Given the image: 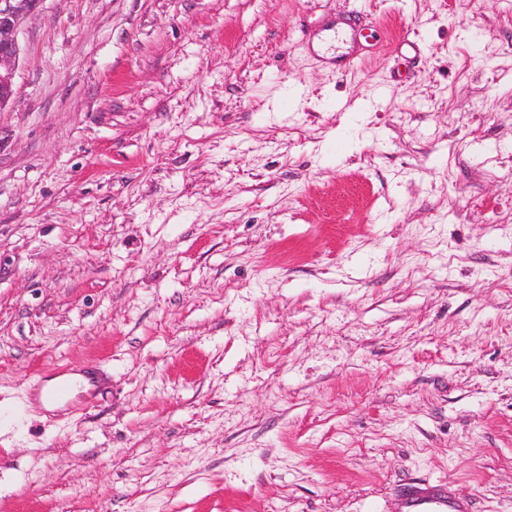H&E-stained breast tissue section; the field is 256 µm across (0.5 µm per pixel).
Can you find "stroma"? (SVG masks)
Segmentation results:
<instances>
[{
    "mask_svg": "<svg viewBox=\"0 0 512 512\" xmlns=\"http://www.w3.org/2000/svg\"><path fill=\"white\" fill-rule=\"evenodd\" d=\"M17 39L0 512H512V0H42ZM402 512H470L471 500L464 494L442 485L429 488L409 487L404 495Z\"/></svg>",
    "mask_w": 512,
    "mask_h": 512,
    "instance_id": "obj_1",
    "label": "stroma"
}]
</instances>
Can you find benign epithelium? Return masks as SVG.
<instances>
[{"mask_svg":"<svg viewBox=\"0 0 512 512\" xmlns=\"http://www.w3.org/2000/svg\"><path fill=\"white\" fill-rule=\"evenodd\" d=\"M42 0H0V109L14 96L17 30L20 21L33 13Z\"/></svg>","mask_w":512,"mask_h":512,"instance_id":"obj_1","label":"benign epithelium"}]
</instances>
